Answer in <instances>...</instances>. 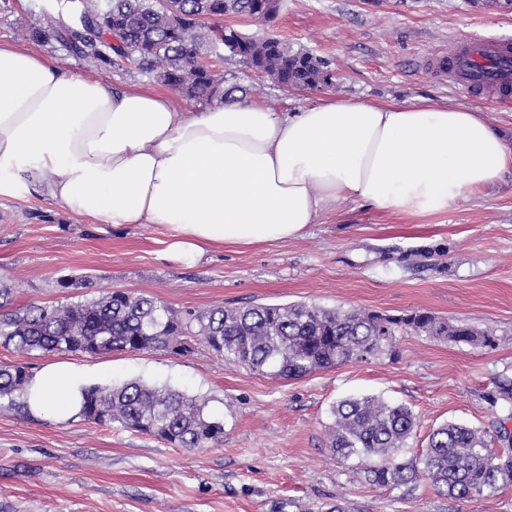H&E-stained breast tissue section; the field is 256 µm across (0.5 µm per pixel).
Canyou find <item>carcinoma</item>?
Returning a JSON list of instances; mask_svg holds the SVG:
<instances>
[{
  "mask_svg": "<svg viewBox=\"0 0 512 512\" xmlns=\"http://www.w3.org/2000/svg\"><path fill=\"white\" fill-rule=\"evenodd\" d=\"M110 11L113 29L99 18ZM82 29L48 28L34 38L62 41L73 53L117 68L135 66L190 100L213 102L245 92L226 76L202 71L198 63L225 49L227 58L259 70L282 87L321 90L332 86L329 62L287 43L276 48L261 37L224 48L232 32L219 20L246 16L258 26L272 20L265 0H84ZM11 289L0 286V344L20 353L112 351H187L189 339L201 338L228 364L242 365L273 378L291 380L351 362H368L393 348L396 333L413 331L454 343L492 348L496 334L468 323H450L427 311L394 317L376 312L341 311L305 303H250L216 307L202 314H181L154 296L117 289L75 303H30L9 310ZM30 378L22 364L0 365V399L21 394ZM512 405V379L499 380L491 404ZM82 414L105 425L156 436L181 448H204L224 438V424L209 416L206 404L184 392L131 381L121 386H90ZM329 447L343 459L368 461L365 480L396 489L420 478L452 498L464 499L512 481V448L488 447L485 435L468 426L445 423L434 429L424 453L401 459L416 425L412 409L376 396L347 398L331 407Z\"/></svg>",
  "mask_w": 512,
  "mask_h": 512,
  "instance_id": "obj_1",
  "label": "carcinoma"
}]
</instances>
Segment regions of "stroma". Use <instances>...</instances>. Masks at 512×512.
Masks as SVG:
<instances>
[{
	"label": "stroma",
	"mask_w": 512,
	"mask_h": 512,
	"mask_svg": "<svg viewBox=\"0 0 512 512\" xmlns=\"http://www.w3.org/2000/svg\"><path fill=\"white\" fill-rule=\"evenodd\" d=\"M481 0H283L272 31L330 63L333 84L289 92L222 58L218 73L254 86V101L290 110L326 98L373 104L427 100L484 112L512 140V105L458 96L432 59L478 33L512 30V14ZM55 0H0V42L31 50L63 71L112 89L165 91L132 67L94 63L31 28L71 24ZM160 224H100L65 210L43 189L0 197V284L12 305L69 303L114 288L154 295L203 313L248 303H306L401 316L426 310L481 329L486 348L399 331L390 354L296 380L225 363L203 341L187 353L118 351L99 356L21 355L0 346L1 363L37 372L52 362L94 368L99 386L141 381L205 400L224 424L221 444L180 448L122 427L32 414L21 396L0 400V512H512V482L466 499L428 481L381 489L361 477L358 457L338 458L327 430L336 401L373 395L402 403L417 428L398 455L419 454L446 422L488 430L512 407L490 406L498 380L512 379V173L456 211L410 218L349 204L303 237L215 248L194 264L164 257Z\"/></svg>",
	"instance_id": "obj_1"
}]
</instances>
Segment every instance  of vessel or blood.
Segmentation results:
<instances>
[{
    "label": "vessel or blood",
    "mask_w": 512,
    "mask_h": 512,
    "mask_svg": "<svg viewBox=\"0 0 512 512\" xmlns=\"http://www.w3.org/2000/svg\"><path fill=\"white\" fill-rule=\"evenodd\" d=\"M433 67L451 78L463 97L489 93L496 103L512 102V36H478L460 46L454 60L437 59Z\"/></svg>",
    "instance_id": "b4317fda"
}]
</instances>
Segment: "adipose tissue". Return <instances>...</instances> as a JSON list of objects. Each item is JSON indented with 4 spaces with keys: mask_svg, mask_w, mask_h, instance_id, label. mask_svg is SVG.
Returning a JSON list of instances; mask_svg holds the SVG:
<instances>
[{
    "mask_svg": "<svg viewBox=\"0 0 512 512\" xmlns=\"http://www.w3.org/2000/svg\"><path fill=\"white\" fill-rule=\"evenodd\" d=\"M512 171V142L482 112L332 98L291 112L246 98L178 111L169 95L116 92L0 43V197L30 182L102 224H162L165 255L288 241L347 203L408 217L456 210ZM90 370L53 362L29 410L78 416Z\"/></svg>",
    "mask_w": 512,
    "mask_h": 512,
    "instance_id": "1",
    "label": "adipose tissue"
}]
</instances>
